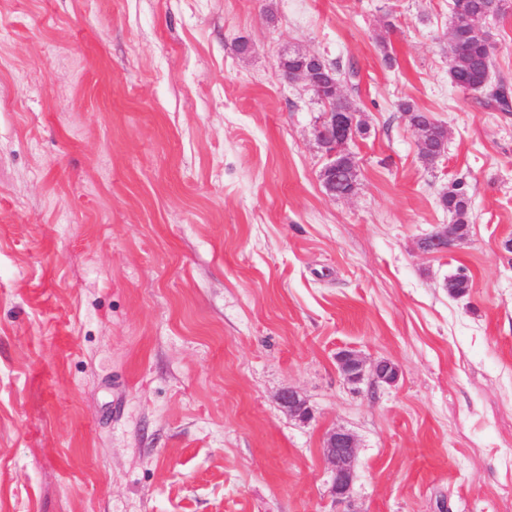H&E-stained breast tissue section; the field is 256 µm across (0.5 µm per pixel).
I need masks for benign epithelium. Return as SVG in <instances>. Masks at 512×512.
<instances>
[{"label": "benign epithelium", "mask_w": 512, "mask_h": 512, "mask_svg": "<svg viewBox=\"0 0 512 512\" xmlns=\"http://www.w3.org/2000/svg\"><path fill=\"white\" fill-rule=\"evenodd\" d=\"M298 80L319 99L325 107L321 124L315 131L316 139L324 152L327 163L322 170L324 186H329L339 166V158L348 155V144L356 135V113L336 107L335 102L326 97L316 84L314 72L308 64H303L288 81ZM460 241L456 225L441 224L426 237L422 251L442 253L452 249ZM337 363L344 378L356 383L363 379L366 372H371L378 383L392 385L398 379L397 367L386 360L371 365L356 351L342 350L337 356ZM278 401L289 415L305 419L308 409L297 392L288 387L278 394ZM358 453L355 436L345 429H333L325 436L323 455L331 466L334 479L331 488L338 503H348L351 498L354 471L353 466Z\"/></svg>", "instance_id": "1"}]
</instances>
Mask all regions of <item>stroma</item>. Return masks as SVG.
<instances>
[{
	"label": "stroma",
	"instance_id": "stroma-1",
	"mask_svg": "<svg viewBox=\"0 0 512 512\" xmlns=\"http://www.w3.org/2000/svg\"><path fill=\"white\" fill-rule=\"evenodd\" d=\"M450 8L0 0V512H340L335 428L356 512H512V111L451 82ZM486 26L512 93V11ZM294 51L359 70L353 195ZM457 180L467 236L424 253ZM399 109L402 112H405L408 115H411V118L418 121V123L427 128H430L429 131H427V135L424 137H420L417 142V148L418 153L420 157H428L431 156L436 152V150L440 147V133H436V125L435 122L430 116L427 115V113L416 109L412 104L408 102L401 103L399 105ZM336 359L342 375L348 382H359L365 376L367 362L358 352L342 350L337 354ZM358 447L355 436L345 429H333L325 436L323 455L334 474L331 492L338 503L350 502Z\"/></svg>",
	"mask_w": 512,
	"mask_h": 512
}]
</instances>
